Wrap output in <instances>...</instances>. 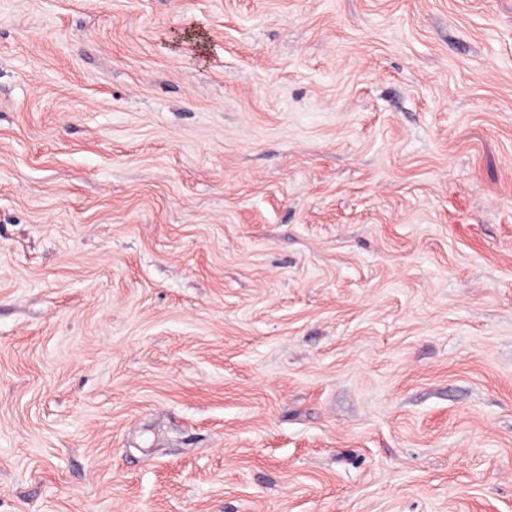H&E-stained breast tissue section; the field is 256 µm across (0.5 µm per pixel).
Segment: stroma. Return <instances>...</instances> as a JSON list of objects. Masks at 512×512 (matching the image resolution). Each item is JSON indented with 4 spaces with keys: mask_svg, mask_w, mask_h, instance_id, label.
Wrapping results in <instances>:
<instances>
[{
    "mask_svg": "<svg viewBox=\"0 0 512 512\" xmlns=\"http://www.w3.org/2000/svg\"><path fill=\"white\" fill-rule=\"evenodd\" d=\"M0 512H512V0H0Z\"/></svg>",
    "mask_w": 512,
    "mask_h": 512,
    "instance_id": "obj_1",
    "label": "stroma"
}]
</instances>
